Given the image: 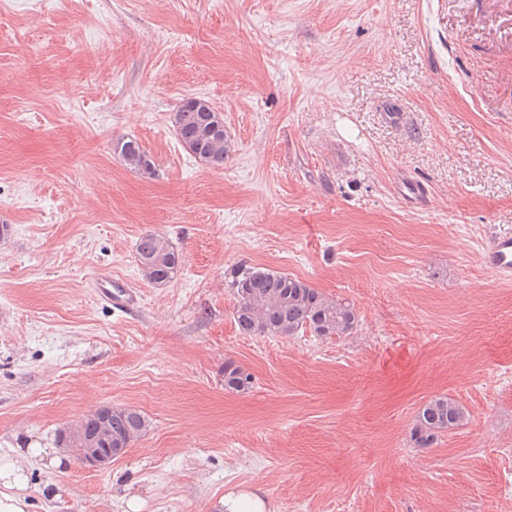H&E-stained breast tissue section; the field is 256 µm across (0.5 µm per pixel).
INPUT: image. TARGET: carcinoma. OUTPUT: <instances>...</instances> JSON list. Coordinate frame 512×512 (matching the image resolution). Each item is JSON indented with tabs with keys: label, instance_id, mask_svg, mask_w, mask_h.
Instances as JSON below:
<instances>
[{
	"label": "carcinoma",
	"instance_id": "cac0c4a2",
	"mask_svg": "<svg viewBox=\"0 0 512 512\" xmlns=\"http://www.w3.org/2000/svg\"><path fill=\"white\" fill-rule=\"evenodd\" d=\"M175 134L184 149L210 168H221L230 150L221 114L208 101L187 97L177 105L172 118ZM113 153L126 166L152 170V160L135 138L114 142ZM135 253L143 275L163 284L171 281L181 266V257L169 240L145 233L136 242ZM227 287L237 299L236 323L244 336H294L310 331L320 337L343 336L357 324L349 303L329 296L306 282L283 272L242 262L230 272ZM253 378L239 365L224 364V389L244 393ZM465 419L464 408L453 398L436 396L421 409L413 438L427 448L438 437L456 430ZM149 421L133 407L111 408L105 415L101 435L104 447L128 448L144 436Z\"/></svg>",
	"mask_w": 512,
	"mask_h": 512
}]
</instances>
